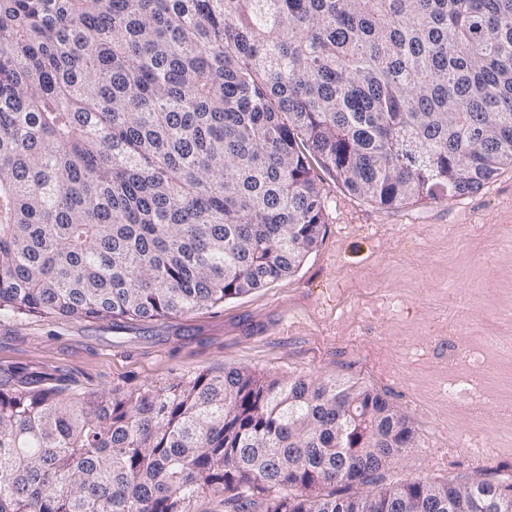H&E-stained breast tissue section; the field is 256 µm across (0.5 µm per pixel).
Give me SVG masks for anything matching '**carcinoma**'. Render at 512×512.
Masks as SVG:
<instances>
[{"label":"carcinoma","instance_id":"carcinoma-1","mask_svg":"<svg viewBox=\"0 0 512 512\" xmlns=\"http://www.w3.org/2000/svg\"><path fill=\"white\" fill-rule=\"evenodd\" d=\"M512 166V0H0V316H185L299 268L320 171L381 207ZM0 379V512H476L357 381Z\"/></svg>","mask_w":512,"mask_h":512}]
</instances>
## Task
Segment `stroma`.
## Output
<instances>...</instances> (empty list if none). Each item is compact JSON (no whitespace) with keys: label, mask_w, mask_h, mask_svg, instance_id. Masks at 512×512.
Listing matches in <instances>:
<instances>
[{"label":"stroma","mask_w":512,"mask_h":512,"mask_svg":"<svg viewBox=\"0 0 512 512\" xmlns=\"http://www.w3.org/2000/svg\"><path fill=\"white\" fill-rule=\"evenodd\" d=\"M323 186V234L293 275L118 332L2 316L0 378L19 367L107 392L236 365L355 380L416 431L374 487L512 480V167L476 193L391 208Z\"/></svg>","instance_id":"1"}]
</instances>
